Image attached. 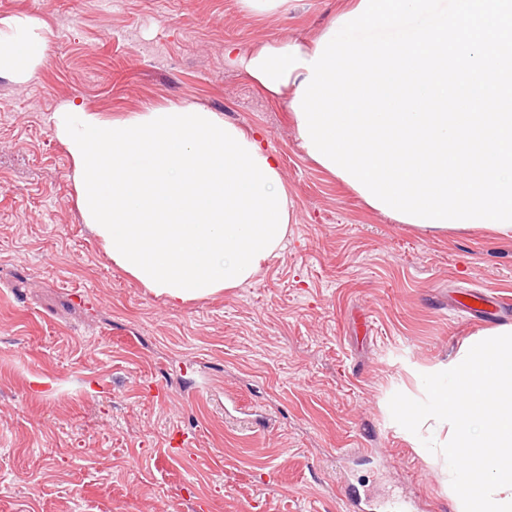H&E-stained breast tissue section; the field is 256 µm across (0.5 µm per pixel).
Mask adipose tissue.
I'll return each mask as SVG.
<instances>
[{
	"label": "adipose tissue",
	"instance_id": "obj_1",
	"mask_svg": "<svg viewBox=\"0 0 512 512\" xmlns=\"http://www.w3.org/2000/svg\"><path fill=\"white\" fill-rule=\"evenodd\" d=\"M44 43L29 19L0 22V73L27 77ZM54 131L85 223L117 268L167 304L240 287L282 250L291 212L278 163L221 114L159 106L108 121L67 105Z\"/></svg>",
	"mask_w": 512,
	"mask_h": 512
}]
</instances>
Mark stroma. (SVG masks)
<instances>
[{"instance_id": "obj_1", "label": "stroma", "mask_w": 512, "mask_h": 512, "mask_svg": "<svg viewBox=\"0 0 512 512\" xmlns=\"http://www.w3.org/2000/svg\"><path fill=\"white\" fill-rule=\"evenodd\" d=\"M348 0H0L45 58L0 75V512H455L389 400L512 325V238L394 223L311 160L253 49L306 45ZM175 104L259 135L291 223L247 284L177 307L114 266L54 134L66 104ZM131 344H121V336Z\"/></svg>"}]
</instances>
